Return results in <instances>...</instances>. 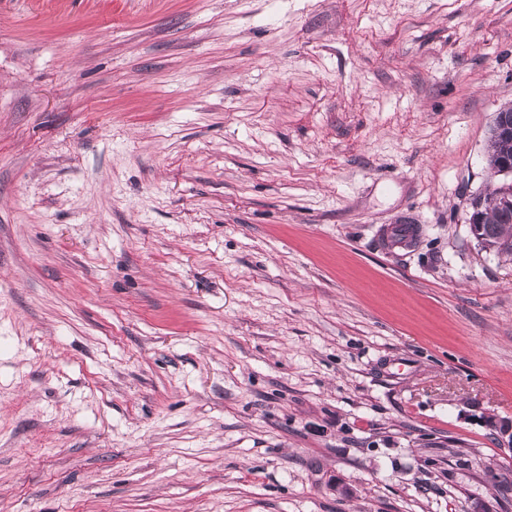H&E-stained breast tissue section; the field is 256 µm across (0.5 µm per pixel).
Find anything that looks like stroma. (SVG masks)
I'll return each instance as SVG.
<instances>
[{"label":"stroma","instance_id":"35a3bbf8","mask_svg":"<svg viewBox=\"0 0 512 512\" xmlns=\"http://www.w3.org/2000/svg\"><path fill=\"white\" fill-rule=\"evenodd\" d=\"M508 104L512 0H0V512H512ZM486 150L487 167H492L493 164L503 155H512V137L508 136L505 139L500 135H494L493 128L491 126ZM497 191L502 189L489 191L484 194H478L471 200V212L469 221L473 216H477L478 234L476 232V224L473 220L470 227L474 237L481 242L485 248L493 249L497 254L512 256V206H510L511 198L506 195L501 198L503 204L510 207H501L496 198Z\"/></svg>","mask_w":512,"mask_h":512}]
</instances>
